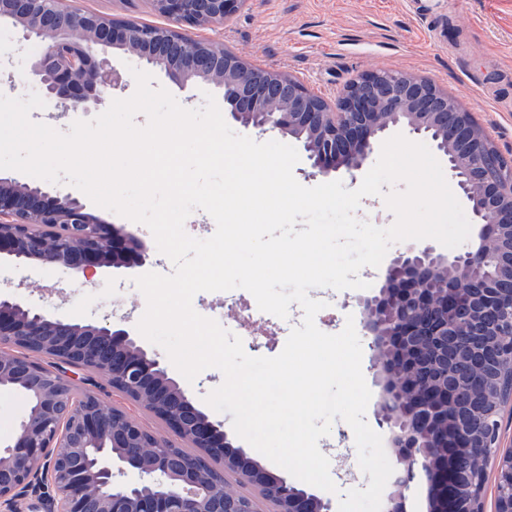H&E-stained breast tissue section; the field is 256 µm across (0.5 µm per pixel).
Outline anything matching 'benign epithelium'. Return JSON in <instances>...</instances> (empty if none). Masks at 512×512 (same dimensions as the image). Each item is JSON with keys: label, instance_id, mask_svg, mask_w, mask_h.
<instances>
[{"label": "benign epithelium", "instance_id": "1", "mask_svg": "<svg viewBox=\"0 0 512 512\" xmlns=\"http://www.w3.org/2000/svg\"><path fill=\"white\" fill-rule=\"evenodd\" d=\"M172 27L160 31L131 20L71 8L64 0H0V22L21 27L41 45L32 73L46 100L65 112H87L121 84L100 48H118L158 67L181 86L205 82L222 92L224 111L247 129L276 130L302 143L322 175L353 172L371 158L378 138L404 126L425 137L448 162L481 225L479 244L447 256L431 246H409L385 268L374 294L359 299L363 322L374 337L376 365L385 376L379 423L386 426L400 472L383 512H406V491L426 489L427 512H484L483 491L461 489L448 469V454L480 446L495 459V512H512V448L500 447V423L487 433L467 418L453 423L459 447L435 451L439 419L426 410L448 406V379L422 399L404 376L422 367L448 371V342L472 337L476 353L500 316L512 325V162L506 160L471 114L432 80L405 73L386 81L370 71L333 98L311 93L295 76L257 67L221 43L200 42L193 28L223 24L245 0H150ZM18 265L33 261L88 277L95 269H135L146 246L86 211L69 194L0 177V257ZM430 283L437 294L419 289ZM24 342L57 362L104 372L112 388L145 407L170 433L195 449L182 454L171 440L146 436L128 413L105 409L94 391L77 392L62 371L29 355L0 352V387L22 393L28 411L14 437L0 445V508L20 512H259L255 497L229 480L250 484L273 512H332L330 503L248 460L232 447L223 425L197 408L128 330L109 319L81 324L34 311L14 295L0 294V345ZM133 484L119 480L126 470ZM48 485L55 496L45 497Z\"/></svg>", "mask_w": 512, "mask_h": 512}]
</instances>
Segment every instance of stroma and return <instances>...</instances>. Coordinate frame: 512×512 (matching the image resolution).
Instances as JSON below:
<instances>
[{
	"label": "stroma",
	"mask_w": 512,
	"mask_h": 512,
	"mask_svg": "<svg viewBox=\"0 0 512 512\" xmlns=\"http://www.w3.org/2000/svg\"><path fill=\"white\" fill-rule=\"evenodd\" d=\"M72 8L165 25L150 0H66ZM193 38L218 41L250 63L279 69L300 79L323 98L336 96L352 79L373 69L430 78L472 113L476 123L512 158V0H245L223 25L196 28ZM40 52L21 38L18 27L0 23V93L21 97L41 92L31 75ZM93 215L138 233L149 257L145 271L168 275L171 261L157 249L149 228L112 211L88 204ZM19 293L28 307L85 324L103 318L136 330L146 299L124 269L102 267L88 278L71 277L60 269L32 262L18 266L0 260V293ZM310 298L324 301L315 317L319 330L340 333L347 318L361 320L358 291L314 288ZM254 301L246 290L200 292L192 301L197 313L224 318L247 354L278 355L303 309L291 304L287 318L267 315L262 324L244 322ZM224 380L215 368L201 372L183 388L210 420L232 431V416L209 408L204 397ZM319 448L330 460L337 492L320 498L338 504L339 491L366 489L370 478L358 465L354 433L335 420Z\"/></svg>",
	"instance_id": "1"
}]
</instances>
